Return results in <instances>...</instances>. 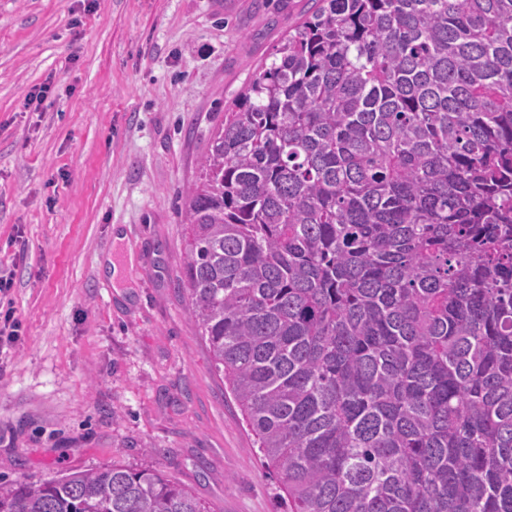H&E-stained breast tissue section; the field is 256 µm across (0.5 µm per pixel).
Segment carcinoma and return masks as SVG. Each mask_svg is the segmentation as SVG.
Here are the masks:
<instances>
[{"instance_id":"cac0c4a2","label":"carcinoma","mask_w":512,"mask_h":512,"mask_svg":"<svg viewBox=\"0 0 512 512\" xmlns=\"http://www.w3.org/2000/svg\"><path fill=\"white\" fill-rule=\"evenodd\" d=\"M182 283L288 512H512V0H315L213 133ZM0 512H209L150 468Z\"/></svg>"}]
</instances>
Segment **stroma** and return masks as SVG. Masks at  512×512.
<instances>
[{"label": "stroma", "mask_w": 512, "mask_h": 512, "mask_svg": "<svg viewBox=\"0 0 512 512\" xmlns=\"http://www.w3.org/2000/svg\"><path fill=\"white\" fill-rule=\"evenodd\" d=\"M313 0H0V477L150 466L284 512L180 282L209 140ZM48 84L42 103L29 94ZM121 229L127 285L102 261Z\"/></svg>", "instance_id": "35a3bbf8"}]
</instances>
